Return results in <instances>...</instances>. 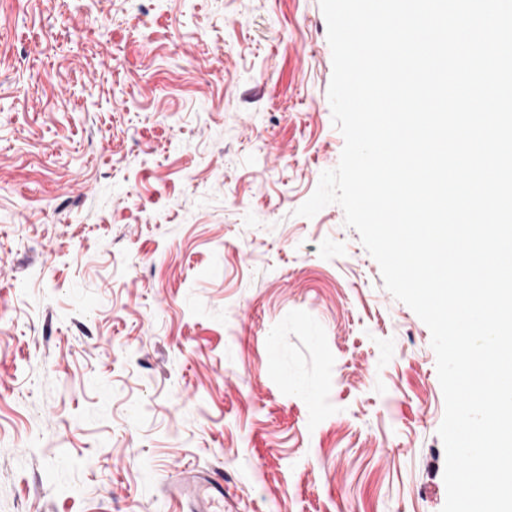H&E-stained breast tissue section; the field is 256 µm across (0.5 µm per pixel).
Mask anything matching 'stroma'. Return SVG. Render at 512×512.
<instances>
[{"label":"stroma","mask_w":512,"mask_h":512,"mask_svg":"<svg viewBox=\"0 0 512 512\" xmlns=\"http://www.w3.org/2000/svg\"><path fill=\"white\" fill-rule=\"evenodd\" d=\"M319 0H0V512H441L431 332L344 212ZM170 498L193 512H224V483L206 470L178 469L168 484Z\"/></svg>","instance_id":"stroma-1"}]
</instances>
